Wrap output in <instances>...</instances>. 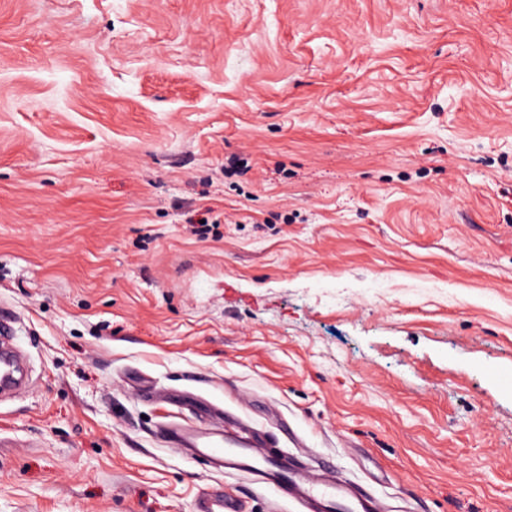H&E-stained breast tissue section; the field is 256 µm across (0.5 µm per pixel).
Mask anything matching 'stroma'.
<instances>
[{
	"instance_id": "stroma-1",
	"label": "stroma",
	"mask_w": 512,
	"mask_h": 512,
	"mask_svg": "<svg viewBox=\"0 0 512 512\" xmlns=\"http://www.w3.org/2000/svg\"><path fill=\"white\" fill-rule=\"evenodd\" d=\"M2 314L0 512H512V0H0ZM170 442L178 451L197 454L214 470L232 469L256 476L283 499L296 501L301 512H382L379 500L363 488L336 481L333 463L326 461L316 477L305 464L281 455L258 429L214 430L202 425L175 424Z\"/></svg>"
}]
</instances>
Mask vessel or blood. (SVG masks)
I'll use <instances>...</instances> for the list:
<instances>
[{"instance_id": "obj_1", "label": "vessel or blood", "mask_w": 512, "mask_h": 512, "mask_svg": "<svg viewBox=\"0 0 512 512\" xmlns=\"http://www.w3.org/2000/svg\"><path fill=\"white\" fill-rule=\"evenodd\" d=\"M169 439L178 451L204 458L212 469L258 477L283 499L299 503L303 512H381L373 494L337 481L333 463L323 462L319 474H312L303 462L270 447L258 429L220 432L197 424H176L169 430Z\"/></svg>"}]
</instances>
